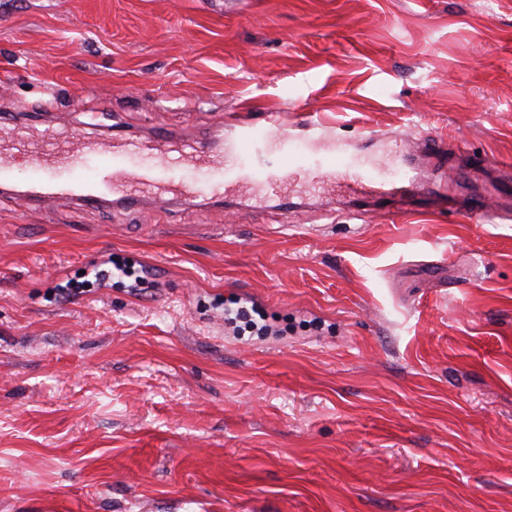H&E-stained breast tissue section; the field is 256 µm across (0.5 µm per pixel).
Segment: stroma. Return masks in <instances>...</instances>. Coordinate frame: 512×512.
<instances>
[{
  "mask_svg": "<svg viewBox=\"0 0 512 512\" xmlns=\"http://www.w3.org/2000/svg\"><path fill=\"white\" fill-rule=\"evenodd\" d=\"M257 111L378 168L402 139L413 211L0 189V512H512V223L460 212L512 178V0H0L11 121ZM109 258L154 287L86 286Z\"/></svg>",
  "mask_w": 512,
  "mask_h": 512,
  "instance_id": "stroma-1",
  "label": "stroma"
}]
</instances>
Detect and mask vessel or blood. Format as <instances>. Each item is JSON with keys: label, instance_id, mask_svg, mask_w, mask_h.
I'll return each instance as SVG.
<instances>
[{"label": "vessel or blood", "instance_id": "1", "mask_svg": "<svg viewBox=\"0 0 512 512\" xmlns=\"http://www.w3.org/2000/svg\"><path fill=\"white\" fill-rule=\"evenodd\" d=\"M17 158L25 160L28 173L22 199L71 201L90 209L111 204L134 209L173 200L190 206L202 198H223L233 190H247L257 198L275 191L285 203L294 174L302 170L312 176L307 186L312 194L322 193L338 177L363 185L382 176L364 164H347L332 152L302 151L269 112L244 122L238 139L230 144L217 134L184 142L164 132L100 141L75 129H39L0 120V183L14 178ZM189 165L205 170L207 179L185 181L180 172ZM463 214L472 223L492 224L502 212L479 196L465 205Z\"/></svg>", "mask_w": 512, "mask_h": 512}]
</instances>
